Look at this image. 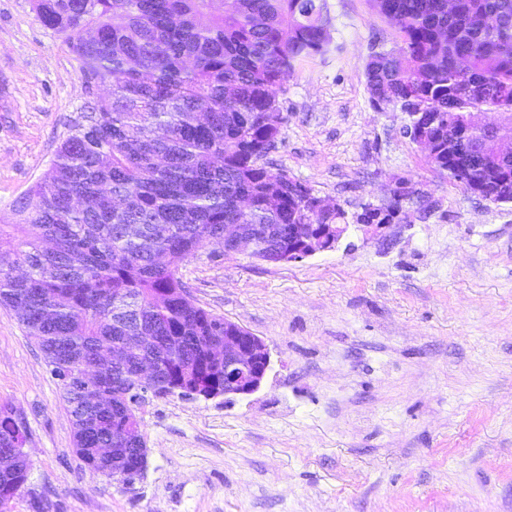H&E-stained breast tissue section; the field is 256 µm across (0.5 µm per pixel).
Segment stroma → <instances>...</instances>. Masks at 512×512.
<instances>
[{
  "mask_svg": "<svg viewBox=\"0 0 512 512\" xmlns=\"http://www.w3.org/2000/svg\"><path fill=\"white\" fill-rule=\"evenodd\" d=\"M326 4L329 43L279 92L268 162L350 213L401 179L427 204L299 262L209 245L187 263L197 304L261 337L271 367L245 397L148 396L130 486L76 455L35 340L0 307V405L30 434L12 512H512V203L433 171L400 109L373 108L365 64L397 33L370 0ZM83 70L34 0H0L1 217L66 135Z\"/></svg>",
  "mask_w": 512,
  "mask_h": 512,
  "instance_id": "1",
  "label": "stroma"
}]
</instances>
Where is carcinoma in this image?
Returning a JSON list of instances; mask_svg holds the SVG:
<instances>
[{
  "label": "carcinoma",
  "mask_w": 512,
  "mask_h": 512,
  "mask_svg": "<svg viewBox=\"0 0 512 512\" xmlns=\"http://www.w3.org/2000/svg\"><path fill=\"white\" fill-rule=\"evenodd\" d=\"M34 0L41 22L73 37L88 92L40 180L0 221V306L14 311L57 380L75 452L110 476L133 471L145 435L135 363L152 361L163 389L224 393L225 318L192 299L183 265L224 241V225L259 237L266 261L288 255L290 224H399L402 203L317 209L312 188L265 161L285 116L278 93L296 64L329 41L324 0ZM399 42L370 55L373 105H413L435 170L468 176L470 193L512 201V155L448 116L498 112L512 128V0H372ZM485 16L490 24L477 26ZM468 78L459 79L457 60ZM148 336L142 350L127 343ZM126 348L121 362L112 351ZM85 375L87 388L74 376ZM28 429L0 405V448ZM108 448L107 458L98 449ZM29 459L0 470V512L28 480Z\"/></svg>",
  "instance_id": "carcinoma-1"
}]
</instances>
